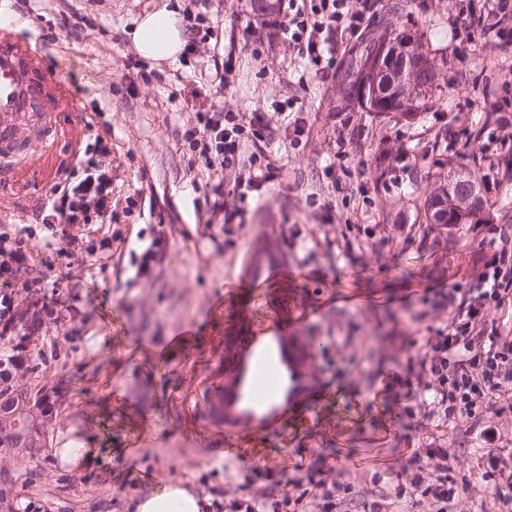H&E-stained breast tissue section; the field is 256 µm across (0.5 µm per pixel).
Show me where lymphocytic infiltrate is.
Returning <instances> with one entry per match:
<instances>
[{"mask_svg": "<svg viewBox=\"0 0 512 512\" xmlns=\"http://www.w3.org/2000/svg\"><path fill=\"white\" fill-rule=\"evenodd\" d=\"M362 21L356 0H287L271 27L299 57L313 64L315 77L323 79L340 52L338 33L357 34ZM270 122L266 112L252 113L245 124L232 113L211 112L201 128L185 131L184 138L213 174L226 163L246 158L248 174L234 185L235 193L244 198L275 177L266 150ZM109 153L103 139H96L94 156L80 163L81 178L54 185L39 209L46 229L56 234L73 224L111 223L112 178L101 162ZM488 232L479 242L480 268L474 288L462 296L449 289L448 324L427 338L432 358L420 363L415 372L419 390L435 393L433 400H420L419 408L434 406L448 418L472 419L477 410L512 401V335L501 333L486 320L489 309L512 302V236L496 224L489 225ZM24 242L20 234L9 242L0 238V307L6 311L0 331L5 333L15 321L10 290L29 260ZM437 470L428 482L414 476L413 494L429 501L431 512H453L460 492L448 483L447 464H439Z\"/></svg>", "mask_w": 512, "mask_h": 512, "instance_id": "lymphocytic-infiltrate-1", "label": "lymphocytic infiltrate"}]
</instances>
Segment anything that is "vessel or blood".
<instances>
[{"instance_id": "vessel-or-blood-1", "label": "vessel or blood", "mask_w": 512, "mask_h": 512, "mask_svg": "<svg viewBox=\"0 0 512 512\" xmlns=\"http://www.w3.org/2000/svg\"><path fill=\"white\" fill-rule=\"evenodd\" d=\"M75 107L76 98L57 70L47 68L37 49L9 28L0 29V137L17 134L20 115L44 100ZM284 274L274 239L256 241L252 261L230 296L252 301L255 289ZM320 346L294 328L276 322L248 325L224 340V387L213 397L209 416L224 425L227 457L237 456L244 437L261 434L284 419L314 420L311 396Z\"/></svg>"}]
</instances>
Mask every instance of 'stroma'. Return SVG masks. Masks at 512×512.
<instances>
[{
	"mask_svg": "<svg viewBox=\"0 0 512 512\" xmlns=\"http://www.w3.org/2000/svg\"><path fill=\"white\" fill-rule=\"evenodd\" d=\"M363 3L364 26L380 20L412 34L436 66L416 118H376L342 101L345 56L329 79H313L306 60L272 41L271 12L251 0H0V22L75 85L85 144H111L113 211L111 223L70 227L67 255L29 197L0 198V234L14 235L12 217H24L33 256L15 299L51 308L36 340L22 343V320L0 337L2 355L26 346L13 380L48 389L40 452L0 448V512H131L167 482L221 503L245 495L250 477L271 490L307 476L351 487L359 506L409 484L415 448L435 452L421 460L423 479L444 453L449 480L470 485L460 512H512L485 487L487 451L471 420L423 417L406 379L408 360L430 359L426 338L448 323L443 293L472 286L485 234L429 231L426 199L448 172L472 171L485 178L490 223L512 225V22L476 31L488 0ZM162 6L194 49L153 65L128 32ZM225 63L223 79L215 67ZM255 111L274 115L267 151L277 176L243 201L232 191L243 170L209 175L183 133L207 112ZM205 184L221 186L225 208L243 210L241 230L227 236L212 222ZM140 230L162 238L164 257L132 281L122 239ZM262 237L281 242L298 276L274 284L255 311L323 341L316 373L326 395L317 420L284 421L227 463L213 455L224 430L209 427L205 409L223 383L224 338L249 320L227 289ZM44 278L57 289L41 287ZM200 426L205 448L184 439ZM68 432L99 449L97 460L61 470L52 450Z\"/></svg>",
	"mask_w": 512,
	"mask_h": 512,
	"instance_id": "stroma-1",
	"label": "stroma"
}]
</instances>
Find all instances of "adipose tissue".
I'll use <instances>...</instances> for the list:
<instances>
[{
  "mask_svg": "<svg viewBox=\"0 0 512 512\" xmlns=\"http://www.w3.org/2000/svg\"><path fill=\"white\" fill-rule=\"evenodd\" d=\"M138 53L151 61H175L183 45L177 16L161 8L147 15L131 32ZM201 504L188 487L173 483L167 492L137 501L135 512H200Z\"/></svg>",
  "mask_w": 512,
  "mask_h": 512,
  "instance_id": "ef3b65f1",
  "label": "adipose tissue"
}]
</instances>
